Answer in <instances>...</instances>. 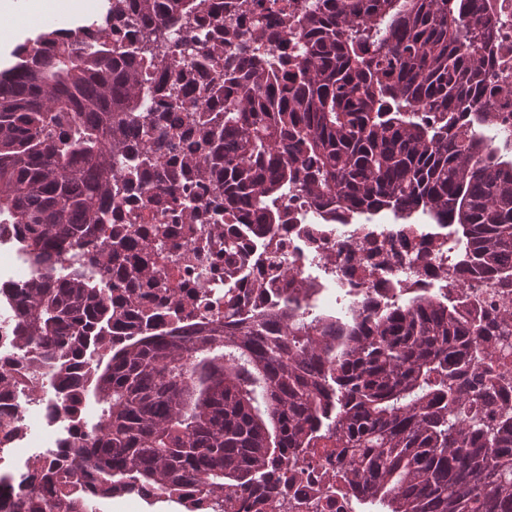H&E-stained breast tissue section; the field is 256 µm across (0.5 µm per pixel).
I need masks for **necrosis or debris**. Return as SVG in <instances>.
Masks as SVG:
<instances>
[{"label":"necrosis or debris","mask_w":512,"mask_h":512,"mask_svg":"<svg viewBox=\"0 0 512 512\" xmlns=\"http://www.w3.org/2000/svg\"><path fill=\"white\" fill-rule=\"evenodd\" d=\"M497 19L495 42L498 57L493 67L501 87L512 86V0H485ZM163 196L142 193L138 202L124 204L123 218L150 227L168 224L170 236L158 242H142L140 258L162 269L165 288L178 292L182 305L196 312L224 315V236L202 227L189 233L187 224L171 223ZM312 207L304 200L290 205L289 224L273 242L252 246L254 269L266 268L272 260H286L298 279L318 287V303L329 304L327 287L345 290L353 298L372 293L379 305L398 295L435 288L441 261L414 262L419 249H433L436 236L446 229L437 224H316L307 221ZM374 243L380 252L373 257L349 260L351 247ZM0 373L13 382L0 396V512H12L18 489L41 490L48 465L64 459L77 430L79 413L67 409L61 395H45L15 344L13 325L0 320ZM39 418L49 435L44 448L28 452L25 441L30 421ZM339 465L336 451L318 448L299 453L288 466V479L278 491L258 498L234 495L231 512H359L350 493L337 490Z\"/></svg>","instance_id":"1"}]
</instances>
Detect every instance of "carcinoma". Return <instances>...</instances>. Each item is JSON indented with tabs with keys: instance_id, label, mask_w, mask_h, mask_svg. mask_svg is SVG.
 I'll list each match as a JSON object with an SVG mask.
<instances>
[{
	"instance_id": "carcinoma-1",
	"label": "carcinoma",
	"mask_w": 512,
	"mask_h": 512,
	"mask_svg": "<svg viewBox=\"0 0 512 512\" xmlns=\"http://www.w3.org/2000/svg\"><path fill=\"white\" fill-rule=\"evenodd\" d=\"M225 0H108L101 19L49 27L0 70V235L33 275L5 298L33 371L102 406L68 468L106 491L194 482L201 493L272 488L289 453L336 449L344 488L372 512H512V406L479 376L512 336L505 306L481 315L456 286L412 293L363 318L311 316L317 289L243 295L239 233L224 232V321L154 331L138 301L159 273L134 255V224L93 239L153 154L179 161L155 191L192 224L240 214L259 239L303 197L316 220L389 211L450 224L454 264L512 284V139L489 73L482 0H288V56L239 38ZM166 48L186 72L156 111L143 73ZM223 51L224 70L206 72ZM195 108L186 128L175 113ZM224 205L204 198L208 188ZM116 267L115 281L88 271ZM281 296L275 308L267 289ZM14 512H97L93 500L22 491Z\"/></svg>"
}]
</instances>
